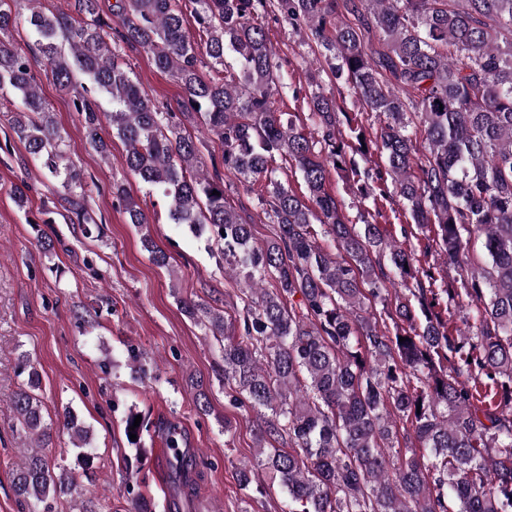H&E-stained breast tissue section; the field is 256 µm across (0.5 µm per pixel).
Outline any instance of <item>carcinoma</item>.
Here are the masks:
<instances>
[{
	"label": "carcinoma",
	"instance_id": "1",
	"mask_svg": "<svg viewBox=\"0 0 512 512\" xmlns=\"http://www.w3.org/2000/svg\"><path fill=\"white\" fill-rule=\"evenodd\" d=\"M349 2L352 23L337 0H115L114 27L99 0H78L75 16L33 10L39 55L0 40V107L20 97L16 135L43 176L83 208L91 185L40 93L38 69H49L72 89L88 144L107 156L100 129L108 123L126 145V170L165 198L170 223L220 247L243 285L239 330L229 332L233 324L212 308L179 303L222 343L218 378L229 397L268 412L258 465L278 479L288 512H512V0ZM188 8L206 36V72L185 28ZM271 12L315 55L309 90L292 88L309 130L275 108L284 84L262 22ZM17 20L0 0V33ZM112 42L151 53L183 90L177 109L141 90ZM75 68L90 86L71 84ZM323 74L345 81L383 120L373 145L384 166L361 171L347 155ZM93 92L107 94L112 111H100ZM197 118L222 147L211 174L205 141L184 125ZM278 155L295 163L307 196L281 181ZM332 169L360 178V199L376 204L392 192L418 228L434 225L461 287H423L436 279L414 250L388 240L380 224L349 223L326 187ZM225 173L256 196L271 237L257 239L251 219L227 207ZM112 193L129 223H149L121 182ZM474 234L485 238L481 271L468 258ZM141 243L156 265L168 264L150 235ZM443 294L448 307L469 308L467 331L435 311ZM21 364L27 381L10 405L21 430L47 448L40 376L27 356ZM400 421L421 451L395 460ZM63 426L74 447L86 445L88 431L69 410ZM280 440L289 451L265 453ZM11 485L25 512H53L76 489L70 471L36 451Z\"/></svg>",
	"mask_w": 512,
	"mask_h": 512
}]
</instances>
